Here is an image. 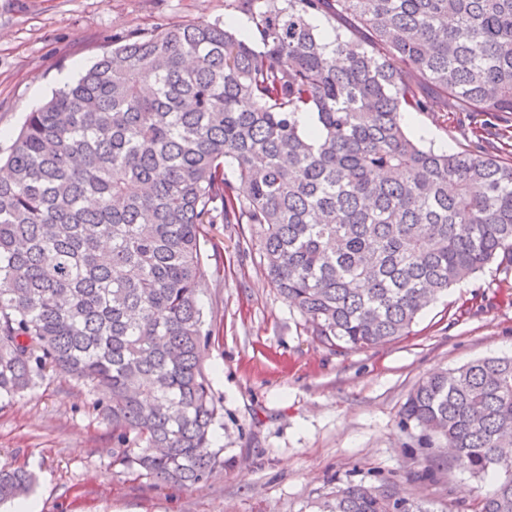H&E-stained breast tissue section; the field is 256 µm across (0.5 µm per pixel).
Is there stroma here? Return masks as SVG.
Returning <instances> with one entry per match:
<instances>
[{
	"label": "stroma",
	"mask_w": 512,
	"mask_h": 512,
	"mask_svg": "<svg viewBox=\"0 0 512 512\" xmlns=\"http://www.w3.org/2000/svg\"><path fill=\"white\" fill-rule=\"evenodd\" d=\"M224 18V0H0V153L28 112L74 83L130 31ZM410 137L439 151L471 148L470 118L409 112ZM200 299L213 334L204 366L224 426L213 448L233 456L180 487L112 463V427L77 381L48 375L0 405V466L36 476L40 512H311L349 482H395L432 512H474L490 488L443 460L426 462L404 423L430 374L512 356V271L491 265L452 287L410 335L355 350L328 347L268 281L244 224H216Z\"/></svg>",
	"instance_id": "obj_1"
}]
</instances>
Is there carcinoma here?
Returning <instances> with one entry per match:
<instances>
[{"mask_svg":"<svg viewBox=\"0 0 512 512\" xmlns=\"http://www.w3.org/2000/svg\"><path fill=\"white\" fill-rule=\"evenodd\" d=\"M254 24L131 34L29 113L0 164V403L53 372L112 424V464L182 486L225 464L198 288L208 224H247L319 342L361 349L490 264L512 267V0H224ZM335 20L327 40L311 20ZM468 112L437 152L405 112ZM307 115L312 126L303 127ZM422 451L512 512V357L419 384ZM34 476L0 466V501ZM349 482L317 512H429Z\"/></svg>","mask_w":512,"mask_h":512,"instance_id":"carcinoma-1","label":"carcinoma"}]
</instances>
